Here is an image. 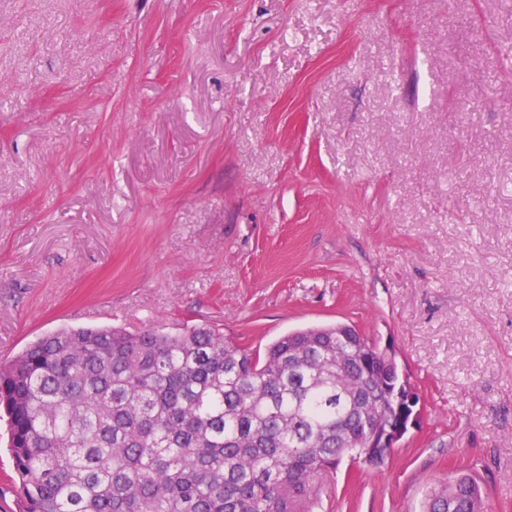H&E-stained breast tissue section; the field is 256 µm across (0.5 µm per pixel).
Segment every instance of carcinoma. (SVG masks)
Listing matches in <instances>:
<instances>
[{
	"label": "carcinoma",
	"mask_w": 512,
	"mask_h": 512,
	"mask_svg": "<svg viewBox=\"0 0 512 512\" xmlns=\"http://www.w3.org/2000/svg\"><path fill=\"white\" fill-rule=\"evenodd\" d=\"M344 331L300 330L262 356L213 325L37 339L0 367L16 512H313L397 413V363ZM420 512L485 506L459 472Z\"/></svg>",
	"instance_id": "1"
}]
</instances>
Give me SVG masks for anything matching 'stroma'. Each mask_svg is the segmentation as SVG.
Returning a JSON list of instances; mask_svg holds the SVG:
<instances>
[{"mask_svg": "<svg viewBox=\"0 0 512 512\" xmlns=\"http://www.w3.org/2000/svg\"><path fill=\"white\" fill-rule=\"evenodd\" d=\"M187 323L395 348L420 422L319 512H512V0H0V364ZM476 479L468 473H455L438 481L425 492L419 512H485Z\"/></svg>", "mask_w": 512, "mask_h": 512, "instance_id": "obj_1", "label": "stroma"}]
</instances>
